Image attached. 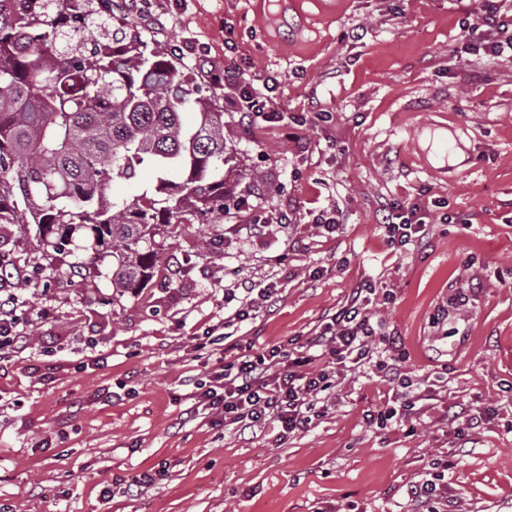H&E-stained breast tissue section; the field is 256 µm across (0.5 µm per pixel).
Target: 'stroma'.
Returning a JSON list of instances; mask_svg holds the SVG:
<instances>
[{
	"mask_svg": "<svg viewBox=\"0 0 512 512\" xmlns=\"http://www.w3.org/2000/svg\"><path fill=\"white\" fill-rule=\"evenodd\" d=\"M483 6L161 0L158 28L136 0L114 9L223 110L238 157L226 187L246 210L180 225L159 272L117 300L111 261L73 271L18 227L0 232L1 252L46 273L20 292L28 349L0 358V512H408L436 459L457 512H512V58L458 39ZM212 67L267 88L279 120L238 111ZM441 132L462 161L429 146ZM396 203L427 224L403 251L379 222ZM330 211L334 230L316 222ZM365 283L374 341L415 375L424 415L378 425L400 387L373 362L335 376L320 416L282 441L276 425L243 432L195 410L188 394L216 360L309 345ZM271 286L224 345L196 349L244 288ZM461 409L478 422L458 434ZM147 471L154 485L104 496Z\"/></svg>",
	"mask_w": 512,
	"mask_h": 512,
	"instance_id": "obj_1",
	"label": "stroma"
}]
</instances>
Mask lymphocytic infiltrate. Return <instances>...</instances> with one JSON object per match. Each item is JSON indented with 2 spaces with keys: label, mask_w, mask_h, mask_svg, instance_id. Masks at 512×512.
Listing matches in <instances>:
<instances>
[{
  "label": "lymphocytic infiltrate",
  "mask_w": 512,
  "mask_h": 512,
  "mask_svg": "<svg viewBox=\"0 0 512 512\" xmlns=\"http://www.w3.org/2000/svg\"><path fill=\"white\" fill-rule=\"evenodd\" d=\"M460 40L470 55L492 61L512 57V0H490L488 16L482 23L463 27ZM224 87L230 100L242 103L255 117L268 122L277 118L271 98L246 83L240 72L225 70ZM416 214V207L393 206L383 215L394 249L423 238L426 224ZM41 277V271L20 270L12 258L0 255V348L17 351L28 344L30 322L14 287L21 281L38 284ZM373 292L371 284H364L361 293L355 294L317 337L315 344L329 354L331 365L357 368L372 360L377 350L370 309ZM314 361L309 351L281 345L257 355L243 354L212 370L208 383L193 392L192 398L198 407L219 416L225 426L261 430L276 422L287 436L307 429L322 393L332 386L331 366L317 369ZM444 479L443 473L434 472L410 487L412 512H454L453 501L441 493Z\"/></svg>",
  "instance_id": "1"
}]
</instances>
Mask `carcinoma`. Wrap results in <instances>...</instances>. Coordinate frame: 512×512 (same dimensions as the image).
I'll return each mask as SVG.
<instances>
[{"label": "carcinoma", "mask_w": 512, "mask_h": 512, "mask_svg": "<svg viewBox=\"0 0 512 512\" xmlns=\"http://www.w3.org/2000/svg\"><path fill=\"white\" fill-rule=\"evenodd\" d=\"M111 2L0 0V224L34 226L74 267L112 257L118 299L153 276L156 237L245 200L224 187V111L174 53L112 30ZM145 162L153 186L112 194Z\"/></svg>", "instance_id": "1"}]
</instances>
